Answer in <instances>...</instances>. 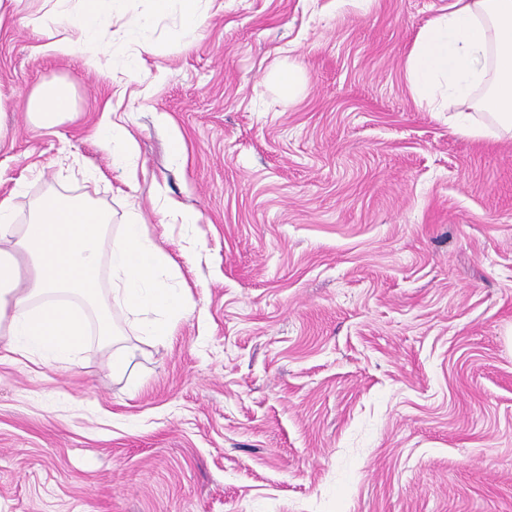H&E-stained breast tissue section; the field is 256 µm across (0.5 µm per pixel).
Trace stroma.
Wrapping results in <instances>:
<instances>
[{
    "mask_svg": "<svg viewBox=\"0 0 512 512\" xmlns=\"http://www.w3.org/2000/svg\"><path fill=\"white\" fill-rule=\"evenodd\" d=\"M448 3L214 0L193 42L172 15L124 44L132 79L48 48L20 0L0 197L139 210L195 309L120 378L93 344L0 363V512H512V138L463 135L404 76ZM46 82L74 110L51 128L27 119ZM101 142L109 151L112 166H119L124 171L125 184L131 191H136V184L128 172L133 163L132 136L126 127L118 122L107 120L99 126Z\"/></svg>",
    "mask_w": 512,
    "mask_h": 512,
    "instance_id": "stroma-1",
    "label": "stroma"
}]
</instances>
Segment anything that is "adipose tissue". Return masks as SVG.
Listing matches in <instances>:
<instances>
[{
    "instance_id": "obj_1",
    "label": "adipose tissue",
    "mask_w": 512,
    "mask_h": 512,
    "mask_svg": "<svg viewBox=\"0 0 512 512\" xmlns=\"http://www.w3.org/2000/svg\"><path fill=\"white\" fill-rule=\"evenodd\" d=\"M34 27L52 37V50L85 57L107 71L119 64L107 37L121 19L119 38L144 44L158 19L179 18L178 36L195 40L210 0H149L145 12L130 0H44ZM411 91L434 111L456 119L479 113L465 134H512V0H450L446 12L417 34L405 60ZM72 99L61 84L39 86L28 107L36 125H59ZM23 190L0 199V354L13 362L69 368L96 342L113 376L124 375L133 350L117 331L113 308L134 318L137 335L167 342L190 312L183 289L166 284L169 255L150 238L138 211L119 235L109 214L90 201L51 197L22 206ZM27 223H18L21 208Z\"/></svg>"
}]
</instances>
